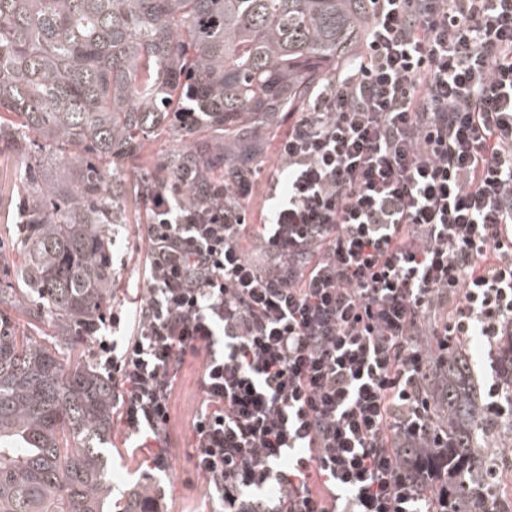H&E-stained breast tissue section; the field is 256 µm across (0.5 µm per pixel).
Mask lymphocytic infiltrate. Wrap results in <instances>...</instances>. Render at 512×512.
<instances>
[{
	"label": "lymphocytic infiltrate",
	"mask_w": 512,
	"mask_h": 512,
	"mask_svg": "<svg viewBox=\"0 0 512 512\" xmlns=\"http://www.w3.org/2000/svg\"><path fill=\"white\" fill-rule=\"evenodd\" d=\"M193 200L150 192L146 294L95 338L112 429L167 472L173 382L202 361L194 473L216 512H443L427 389L512 335V0H368L352 59L277 144ZM485 416L512 414L492 371Z\"/></svg>",
	"instance_id": "f902f5d3"
}]
</instances>
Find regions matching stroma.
Here are the masks:
<instances>
[{"mask_svg":"<svg viewBox=\"0 0 512 512\" xmlns=\"http://www.w3.org/2000/svg\"><path fill=\"white\" fill-rule=\"evenodd\" d=\"M23 166L20 156L0 157V285L12 280L14 270L22 262L16 235V225L21 220L16 176ZM146 210L143 202H129L124 223L112 227V304L128 313L134 311L139 298L145 294L143 270L147 244L143 226ZM201 374L202 363L195 359L185 363L177 376L169 422L171 467L168 472L153 471L147 449L127 447L122 438L113 437L112 446L117 450L112 457L114 497L149 483L162 496V512H209V494L204 483L195 476L190 457Z\"/></svg>","mask_w":512,"mask_h":512,"instance_id":"obj_1","label":"stroma"}]
</instances>
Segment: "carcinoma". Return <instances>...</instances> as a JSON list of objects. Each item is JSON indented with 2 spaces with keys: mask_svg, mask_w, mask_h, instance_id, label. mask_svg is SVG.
Wrapping results in <instances>:
<instances>
[{
  "mask_svg": "<svg viewBox=\"0 0 512 512\" xmlns=\"http://www.w3.org/2000/svg\"><path fill=\"white\" fill-rule=\"evenodd\" d=\"M366 16V0H0V156L27 158L21 287L0 288V304L58 331H20L0 311V512H145L134 492L112 498V382L64 354L112 304L110 226L183 168L224 181L225 147L300 105L351 56ZM168 128L216 142L117 179L113 160H142ZM60 157L79 172L73 189L38 179ZM443 374L445 512H484L491 424L468 360L449 354Z\"/></svg>",
  "mask_w": 512,
  "mask_h": 512,
  "instance_id": "carcinoma-1",
  "label": "carcinoma"
}]
</instances>
